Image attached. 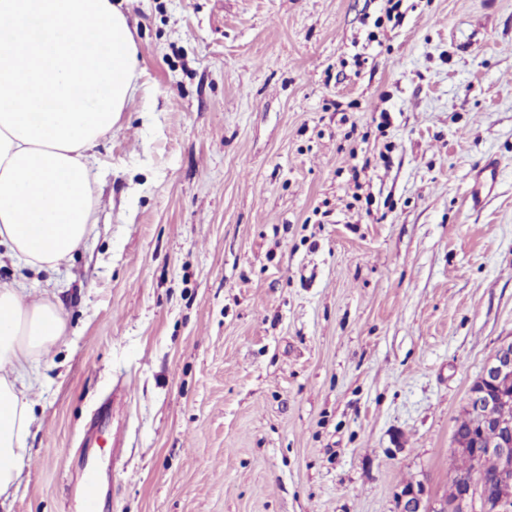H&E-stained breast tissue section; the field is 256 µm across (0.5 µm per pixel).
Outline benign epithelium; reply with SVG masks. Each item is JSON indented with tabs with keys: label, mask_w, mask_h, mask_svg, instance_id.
<instances>
[{
	"label": "benign epithelium",
	"mask_w": 512,
	"mask_h": 512,
	"mask_svg": "<svg viewBox=\"0 0 512 512\" xmlns=\"http://www.w3.org/2000/svg\"><path fill=\"white\" fill-rule=\"evenodd\" d=\"M512 376V341L502 343L485 364L478 384L470 389L467 406L476 410L483 423L493 427L498 438L486 445L488 451L499 457L501 462L500 478L503 482L512 479V420L508 418L492 419L486 416L487 409L494 403L507 402V398L492 399L487 394V385L496 383L506 376ZM426 490L423 484L409 485L398 495L400 506L404 512H448V505L439 497L432 501L425 500Z\"/></svg>",
	"instance_id": "obj_1"
}]
</instances>
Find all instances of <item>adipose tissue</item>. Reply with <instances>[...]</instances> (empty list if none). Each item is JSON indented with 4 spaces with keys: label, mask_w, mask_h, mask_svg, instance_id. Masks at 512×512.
Instances as JSON below:
<instances>
[{
    "label": "adipose tissue",
    "mask_w": 512,
    "mask_h": 512,
    "mask_svg": "<svg viewBox=\"0 0 512 512\" xmlns=\"http://www.w3.org/2000/svg\"><path fill=\"white\" fill-rule=\"evenodd\" d=\"M138 46L120 0H0V245L55 268L94 221L93 150L139 89ZM66 332L50 298L0 285V500L31 450L24 391Z\"/></svg>",
    "instance_id": "obj_1"
}]
</instances>
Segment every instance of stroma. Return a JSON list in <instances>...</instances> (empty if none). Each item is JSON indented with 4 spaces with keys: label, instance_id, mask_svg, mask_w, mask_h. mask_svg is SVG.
Segmentation results:
<instances>
[{
    "label": "stroma",
    "instance_id": "obj_1",
    "mask_svg": "<svg viewBox=\"0 0 512 512\" xmlns=\"http://www.w3.org/2000/svg\"><path fill=\"white\" fill-rule=\"evenodd\" d=\"M124 0L142 89L54 270L0 512H398L512 340V0ZM500 163L480 208L475 168ZM360 178H353V167Z\"/></svg>",
    "mask_w": 512,
    "mask_h": 512
}]
</instances>
